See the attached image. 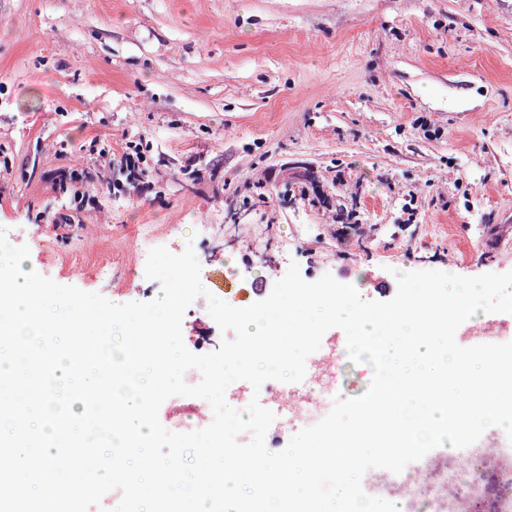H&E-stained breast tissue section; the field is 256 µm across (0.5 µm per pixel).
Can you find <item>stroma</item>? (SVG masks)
Wrapping results in <instances>:
<instances>
[{"instance_id": "1", "label": "stroma", "mask_w": 512, "mask_h": 512, "mask_svg": "<svg viewBox=\"0 0 512 512\" xmlns=\"http://www.w3.org/2000/svg\"><path fill=\"white\" fill-rule=\"evenodd\" d=\"M143 147L151 191L109 190ZM0 228L24 271L148 301L193 247L242 308L287 266L512 271V0H0Z\"/></svg>"}]
</instances>
